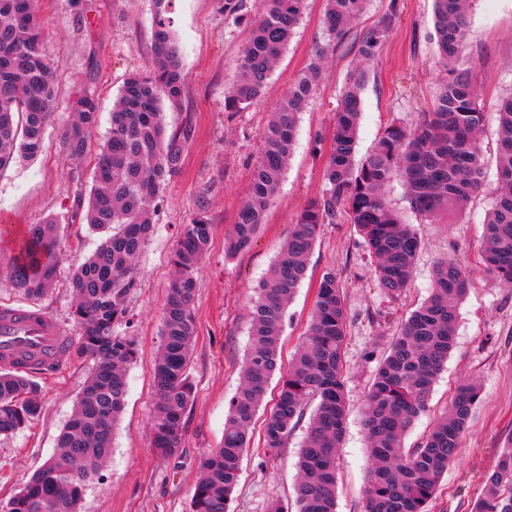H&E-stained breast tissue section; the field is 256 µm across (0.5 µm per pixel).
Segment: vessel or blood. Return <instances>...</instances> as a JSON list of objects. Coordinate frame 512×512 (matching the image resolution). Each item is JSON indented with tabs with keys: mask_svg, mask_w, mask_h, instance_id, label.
<instances>
[{
	"mask_svg": "<svg viewBox=\"0 0 512 512\" xmlns=\"http://www.w3.org/2000/svg\"><path fill=\"white\" fill-rule=\"evenodd\" d=\"M67 332L47 315L30 310L0 311V365L11 367L21 361V352L34 353L46 362L63 354Z\"/></svg>",
	"mask_w": 512,
	"mask_h": 512,
	"instance_id": "1",
	"label": "vessel or blood"
}]
</instances>
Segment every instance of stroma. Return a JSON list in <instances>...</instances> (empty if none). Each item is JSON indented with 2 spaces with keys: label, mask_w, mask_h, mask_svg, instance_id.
Returning <instances> with one entry per match:
<instances>
[{
  "label": "stroma",
  "mask_w": 512,
  "mask_h": 512,
  "mask_svg": "<svg viewBox=\"0 0 512 512\" xmlns=\"http://www.w3.org/2000/svg\"><path fill=\"white\" fill-rule=\"evenodd\" d=\"M390 0H369L360 19L333 45L323 39L325 0H307L287 48L280 54L265 95L241 112L224 108L241 49L250 34L248 20L225 16L220 0H173L169 17L183 47L184 94L165 109L168 132L196 129L184 151L180 172L163 191L154 232L138 259L139 286L128 297L137 357L127 370L125 411L115 429L110 461L87 481L83 512H190L193 487L203 455L219 445L228 402L240 380L248 343L247 305L253 287L266 277L298 214L324 187L323 152L330 145L334 117L348 75L364 71L363 112L358 156L370 152L384 128L400 121L421 123L445 73L434 38V0H400L397 19L376 61L360 65L357 45L363 32L387 12ZM44 49L55 71L59 111L47 128L37 159L0 171V308L35 306L75 334L72 272L102 241L77 216L78 201L92 184L90 162L74 163L64 137L76 101L86 91L98 102L92 143L110 127L112 105L125 79L152 59V0H37ZM326 47L320 87L299 120L297 142L266 222L251 248L224 254V238L246 197L252 164L260 156L262 132L283 95L312 53ZM471 71L488 118L481 133L486 182L466 205L429 221L413 212L406 187L394 179L385 190L391 207L412 224L423 241L410 287L388 301L374 285L375 262L346 213L322 225L309 258L305 280L289 303L282 328L283 356H290L306 331L316 289L324 272H335L345 290L349 338L345 385L350 407L339 448L337 512H362L367 441L362 405L387 341L430 292L433 270L445 258L465 266L472 286L459 309L456 344L437 380L429 410L407 436L415 442L449 403L455 386L476 381L482 397L461 440L457 461L441 479L431 512H470L484 478L497 461L502 441L512 433V285L487 273L481 261L483 219L497 181L498 126L493 115L502 96L512 93V0H472L469 33L461 60ZM205 214L212 226L209 251L198 270L194 300L197 335L189 366L196 388L185 414V440L165 457L149 446L155 404L154 360L162 343L163 305L174 269L170 262L181 225ZM55 221L62 257L55 285L31 302L14 288L11 239L29 225ZM91 369L71 357L54 377L35 376L40 415L17 434L0 437V512L54 454L57 437ZM306 421H299L279 455L268 453L261 434L245 451L230 512H266L270 500L293 503L298 451Z\"/></svg>",
  "instance_id": "35a3bbf8"
}]
</instances>
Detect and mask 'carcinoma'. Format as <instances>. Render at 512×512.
I'll list each match as a JSON object with an SVG mask.
<instances>
[{
  "mask_svg": "<svg viewBox=\"0 0 512 512\" xmlns=\"http://www.w3.org/2000/svg\"><path fill=\"white\" fill-rule=\"evenodd\" d=\"M259 2L251 37L239 58L238 77L225 101L230 112L241 111L263 95L307 0ZM434 2L436 44L448 80L423 124L389 125L372 152L358 162L364 73L350 74L324 163L325 187L299 214L270 276L254 288L248 303L250 339L240 385L229 402L220 446L200 463L191 512H230L242 457L277 372L279 393L263 424L265 448L276 452L285 447L295 424L312 409L299 450L296 512H337V450L347 412L348 313L336 273L322 275L309 327L285 368L280 333L288 303L306 277L321 225L334 220L339 210L358 227L376 259V288L396 301L410 284L421 240L388 205L384 189L394 177L402 178L412 208L433 220L462 207L485 184L479 135L486 112L470 70L457 65L465 50L468 0ZM170 3L153 0L151 64L124 82L103 144L94 152L90 149L88 132L98 121V105L90 95L80 98L77 119L66 137L71 160L79 164L92 155L85 220L92 231L104 234L72 277L80 336L64 350L66 358L89 357L92 370L57 438L58 452L20 488L8 512H82L83 481L112 455L114 431L126 402V369L136 355L134 338L117 327L128 321L125 299L138 285L137 259L153 233L157 200L180 171L184 149L194 136L190 125L167 135L163 120L165 106L179 103L185 82L183 48L167 17ZM367 3L326 0L327 42L341 37ZM398 12L399 0H390L389 12L362 35V62L378 58ZM324 59L323 50L311 55L264 130L249 192L224 243L229 257L247 250L265 223L296 142L299 114L322 80ZM57 95L33 0H0V169L42 152L45 131L58 111ZM495 112L499 188L483 220L481 260L488 273L512 284V93L498 100ZM212 235V224L199 215L181 226L173 252L175 277L163 308L151 422V445L164 455L181 448L185 412L195 397L188 366L196 337V270ZM59 260L58 225L33 224L16 257L12 282L37 300L54 283ZM469 288L465 267L453 259L440 261L428 298L409 313L379 362L363 407L369 459L364 512H428L441 477L457 460L462 435L481 398V388L473 382L456 387L448 410L421 441L408 446L405 439L414 421L428 410L433 387L455 346L459 305ZM34 392L30 374L0 367V436L19 431L40 413ZM471 512H512V434L504 439Z\"/></svg>",
  "mask_w": 512,
  "mask_h": 512,
  "instance_id": "1",
  "label": "carcinoma"
}]
</instances>
